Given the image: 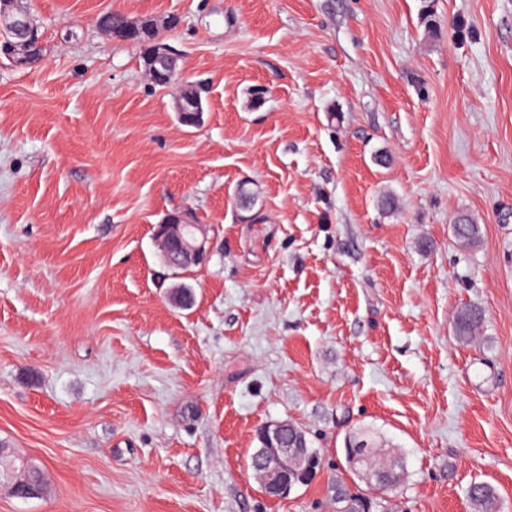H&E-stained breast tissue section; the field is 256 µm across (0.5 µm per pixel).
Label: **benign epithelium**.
Instances as JSON below:
<instances>
[{
  "instance_id": "obj_1",
  "label": "benign epithelium",
  "mask_w": 512,
  "mask_h": 512,
  "mask_svg": "<svg viewBox=\"0 0 512 512\" xmlns=\"http://www.w3.org/2000/svg\"><path fill=\"white\" fill-rule=\"evenodd\" d=\"M21 26L27 39L6 44L3 47L9 59L19 65L31 64L33 52L43 47L40 25L35 18L19 5V0H0V27ZM176 27V19L124 18L123 26L115 31L103 33L110 40L127 41L129 36L141 30L149 33L147 45L154 64L159 69L150 74L155 84L170 86L176 74L169 68L175 52L164 42L166 34ZM154 236L162 247L164 266L175 271L189 265H201L207 259V238L203 226L197 223L195 214L188 210L167 213L156 225ZM261 442L253 454L254 474L264 491L272 497L288 495L298 481L314 473L319 458L306 456L300 449L288 446V423L271 422L263 425L258 434Z\"/></svg>"
}]
</instances>
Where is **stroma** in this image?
Here are the masks:
<instances>
[{"label": "stroma", "mask_w": 512, "mask_h": 512, "mask_svg": "<svg viewBox=\"0 0 512 512\" xmlns=\"http://www.w3.org/2000/svg\"><path fill=\"white\" fill-rule=\"evenodd\" d=\"M23 4L45 50L0 57V448L46 490L0 484V512H336L371 492L362 428L406 459L392 512H471L474 482L512 512V0ZM110 9L179 17L199 126ZM176 208L209 251L168 275ZM271 421L320 454L278 499L248 466ZM483 321V314L477 307H466L459 311L455 320V335L461 341H469L474 330Z\"/></svg>", "instance_id": "stroma-1"}]
</instances>
